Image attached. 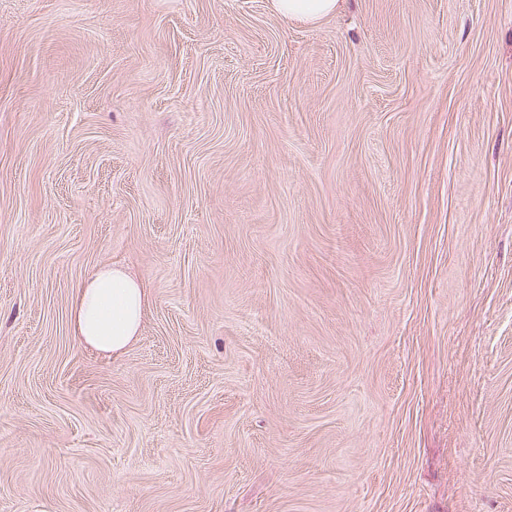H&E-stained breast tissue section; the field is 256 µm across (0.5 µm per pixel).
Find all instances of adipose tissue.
I'll return each mask as SVG.
<instances>
[{"instance_id":"1","label":"adipose tissue","mask_w":512,"mask_h":512,"mask_svg":"<svg viewBox=\"0 0 512 512\" xmlns=\"http://www.w3.org/2000/svg\"><path fill=\"white\" fill-rule=\"evenodd\" d=\"M280 17L314 24L335 15L342 0H270ZM147 302L144 283L123 267L94 268L75 287L73 332L80 346L119 356L137 338Z\"/></svg>"}]
</instances>
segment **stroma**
I'll return each instance as SVG.
<instances>
[{
	"label": "stroma",
	"instance_id": "1",
	"mask_svg": "<svg viewBox=\"0 0 512 512\" xmlns=\"http://www.w3.org/2000/svg\"><path fill=\"white\" fill-rule=\"evenodd\" d=\"M0 512H512V0H0ZM342 1L344 0H270V3L280 17L314 24L335 15ZM147 288L121 266L94 268L75 287L72 326L80 346L117 357L137 338Z\"/></svg>",
	"mask_w": 512,
	"mask_h": 512
}]
</instances>
